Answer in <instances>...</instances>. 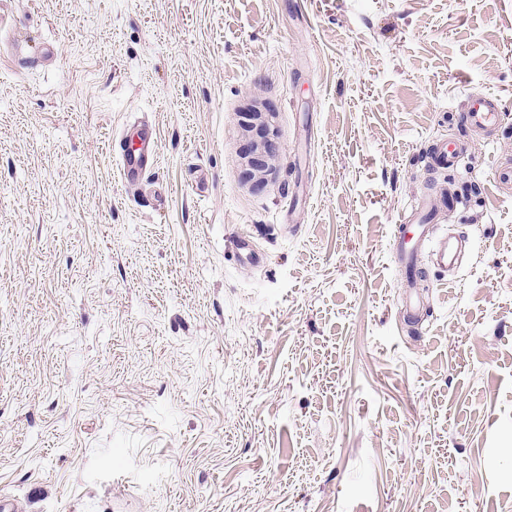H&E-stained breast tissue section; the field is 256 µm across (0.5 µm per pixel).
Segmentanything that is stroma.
Masks as SVG:
<instances>
[{
	"label": "stroma",
	"instance_id": "obj_1",
	"mask_svg": "<svg viewBox=\"0 0 512 512\" xmlns=\"http://www.w3.org/2000/svg\"><path fill=\"white\" fill-rule=\"evenodd\" d=\"M0 496L22 512H512V0H13ZM494 136L448 124L467 96ZM279 131L264 187L239 119ZM160 163L125 184L130 122ZM469 141L451 171L436 140ZM463 201L451 207L450 191ZM468 237L401 313L393 224ZM262 255H237L234 236ZM501 112H504V105L499 98L471 96L458 113V124L475 134L490 136L500 125Z\"/></svg>",
	"mask_w": 512,
	"mask_h": 512
}]
</instances>
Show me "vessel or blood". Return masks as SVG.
<instances>
[{"mask_svg": "<svg viewBox=\"0 0 512 512\" xmlns=\"http://www.w3.org/2000/svg\"><path fill=\"white\" fill-rule=\"evenodd\" d=\"M504 105L499 98L479 95L469 97L461 112L458 123L476 134L491 135L501 122ZM119 174L122 181L133 182L143 179L156 166L159 152V134L156 129L143 123L125 127L117 142ZM466 149L458 141L443 140L433 145L430 151L431 165L436 169L455 168ZM415 228L419 238L431 241L439 266L456 263L458 251L448 238L437 235L432 218L414 213L400 220L392 228L391 241L396 265L401 273V285L414 287L420 275L415 254L407 248L406 232Z\"/></svg>", "mask_w": 512, "mask_h": 512, "instance_id": "b4317fda", "label": "vessel or blood"}]
</instances>
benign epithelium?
Here are the masks:
<instances>
[{"mask_svg":"<svg viewBox=\"0 0 512 512\" xmlns=\"http://www.w3.org/2000/svg\"><path fill=\"white\" fill-rule=\"evenodd\" d=\"M239 126L242 130L243 159L242 178L246 181H261L274 171L277 153V130L274 112H263L254 105L248 112L240 113Z\"/></svg>","mask_w":512,"mask_h":512,"instance_id":"7a95c632","label":"benign epithelium"}]
</instances>
